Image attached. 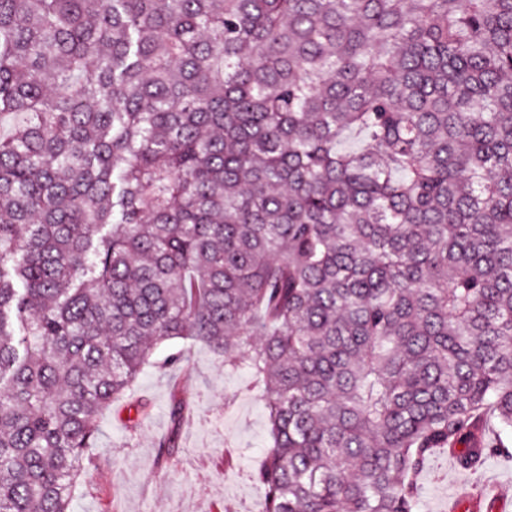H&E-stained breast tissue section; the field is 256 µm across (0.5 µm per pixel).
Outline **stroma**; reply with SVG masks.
I'll return each instance as SVG.
<instances>
[{
  "label": "stroma",
  "mask_w": 512,
  "mask_h": 512,
  "mask_svg": "<svg viewBox=\"0 0 512 512\" xmlns=\"http://www.w3.org/2000/svg\"><path fill=\"white\" fill-rule=\"evenodd\" d=\"M175 382L191 407L178 448L162 460L157 442L171 428ZM134 393L150 405L146 423L130 429L125 413L112 409L98 417L97 446L74 492L72 512H259L263 490L250 473L269 444L267 410L247 370H225L222 357L197 344L181 368H145ZM487 481L512 501V457L490 454L474 473L453 457L435 455L418 478L423 512H448L461 485Z\"/></svg>",
  "instance_id": "stroma-1"
}]
</instances>
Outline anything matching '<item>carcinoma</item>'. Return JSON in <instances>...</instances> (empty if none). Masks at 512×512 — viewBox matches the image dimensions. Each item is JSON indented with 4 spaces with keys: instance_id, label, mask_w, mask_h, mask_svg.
<instances>
[{
    "instance_id": "1",
    "label": "carcinoma",
    "mask_w": 512,
    "mask_h": 512,
    "mask_svg": "<svg viewBox=\"0 0 512 512\" xmlns=\"http://www.w3.org/2000/svg\"><path fill=\"white\" fill-rule=\"evenodd\" d=\"M0 512L191 341L260 512H420L512 441V0H0ZM492 481L500 494L512 502V457L499 453L487 456L482 468L474 473L461 469L455 459L445 454L431 457L418 478L423 512H448V501L463 484Z\"/></svg>"
}]
</instances>
